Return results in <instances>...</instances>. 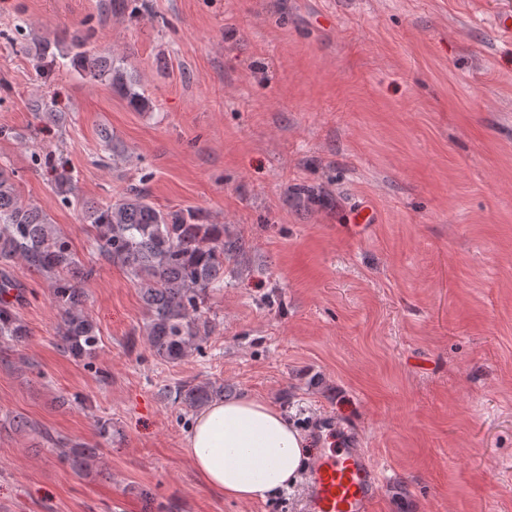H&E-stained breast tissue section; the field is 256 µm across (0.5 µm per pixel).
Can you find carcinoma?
<instances>
[{
  "label": "carcinoma",
  "instance_id": "obj_1",
  "mask_svg": "<svg viewBox=\"0 0 512 512\" xmlns=\"http://www.w3.org/2000/svg\"><path fill=\"white\" fill-rule=\"evenodd\" d=\"M26 49L37 70L52 65L50 41L34 36ZM73 63L89 79L108 82L132 105H147L123 60L112 52L79 50ZM39 164L55 172L53 190L57 197L70 201L76 183L61 160L44 157ZM84 221L92 232L94 257L124 268L137 288L147 313L144 336L153 356L176 363L200 350L214 328L206 315V298L224 288V256L238 249L237 242L224 240V225L207 223L200 209H163L151 201L140 183L127 186L110 204L85 203ZM17 261L49 283L59 314L58 350L102 374L94 363L100 330L85 310L86 295L79 287L80 280L95 275V261H80L45 211L22 201L13 173L0 166V342L6 344L29 336L11 299L18 285L6 271ZM225 392L220 381L192 379L162 388L160 396L194 412L224 398ZM45 438L54 445L60 462L76 475H86L96 466L100 449L55 439L48 433Z\"/></svg>",
  "mask_w": 512,
  "mask_h": 512
}]
</instances>
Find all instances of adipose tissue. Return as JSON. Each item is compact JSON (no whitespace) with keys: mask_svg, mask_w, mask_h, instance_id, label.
<instances>
[{"mask_svg":"<svg viewBox=\"0 0 512 512\" xmlns=\"http://www.w3.org/2000/svg\"><path fill=\"white\" fill-rule=\"evenodd\" d=\"M185 452L200 483L252 503L300 482L309 448L279 410L243 397L217 400L199 411L185 437Z\"/></svg>","mask_w":512,"mask_h":512,"instance_id":"obj_1","label":"adipose tissue"}]
</instances>
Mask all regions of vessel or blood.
Masks as SVG:
<instances>
[{"label":"vessel or blood","instance_id":"vessel-or-blood-1","mask_svg":"<svg viewBox=\"0 0 512 512\" xmlns=\"http://www.w3.org/2000/svg\"><path fill=\"white\" fill-rule=\"evenodd\" d=\"M306 487L304 512H372L381 478L359 436L349 430L340 452L313 457Z\"/></svg>","mask_w":512,"mask_h":512}]
</instances>
